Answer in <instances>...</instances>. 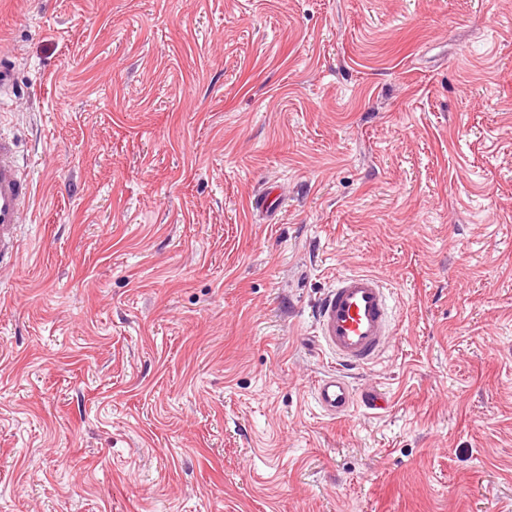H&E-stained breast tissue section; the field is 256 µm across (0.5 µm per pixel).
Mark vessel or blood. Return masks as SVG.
I'll use <instances>...</instances> for the list:
<instances>
[{
  "label": "vessel or blood",
  "mask_w": 512,
  "mask_h": 512,
  "mask_svg": "<svg viewBox=\"0 0 512 512\" xmlns=\"http://www.w3.org/2000/svg\"><path fill=\"white\" fill-rule=\"evenodd\" d=\"M31 200V182L20 164L13 137L0 133V264L18 249V229ZM316 330L323 347L336 359L335 371L319 378L313 398L325 416L346 417L356 402L387 409L383 399L357 396L352 369L375 361L391 334L389 303L383 281L370 273L339 275L316 309Z\"/></svg>",
  "instance_id": "obj_1"
}]
</instances>
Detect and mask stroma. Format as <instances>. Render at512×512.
Wrapping results in <instances>:
<instances>
[{
	"label": "stroma",
	"mask_w": 512,
	"mask_h": 512,
	"mask_svg": "<svg viewBox=\"0 0 512 512\" xmlns=\"http://www.w3.org/2000/svg\"><path fill=\"white\" fill-rule=\"evenodd\" d=\"M0 49V512H512V0H0ZM352 271L389 408L331 421ZM30 200L31 181L20 164L16 142L0 133V264L17 254L18 229ZM386 290L373 274L349 272L336 278L318 304L317 335L336 358V372L317 380L313 398L331 419H343L356 405L348 371L367 366L383 353L392 328Z\"/></svg>",
	"instance_id": "stroma-1"
}]
</instances>
